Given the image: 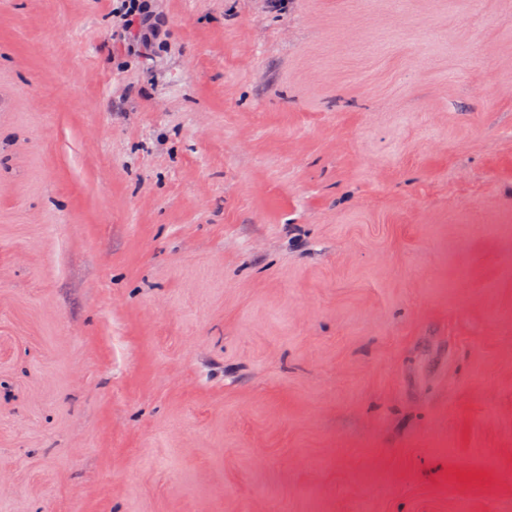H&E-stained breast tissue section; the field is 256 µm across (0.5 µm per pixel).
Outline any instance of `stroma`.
<instances>
[{
    "mask_svg": "<svg viewBox=\"0 0 512 512\" xmlns=\"http://www.w3.org/2000/svg\"><path fill=\"white\" fill-rule=\"evenodd\" d=\"M119 5L0 0V512H512V0ZM121 9L112 14V35L124 40L130 36L141 52L149 54L155 44L167 40L169 18L165 0H122Z\"/></svg>",
    "mask_w": 512,
    "mask_h": 512,
    "instance_id": "35a3bbf8",
    "label": "stroma"
}]
</instances>
